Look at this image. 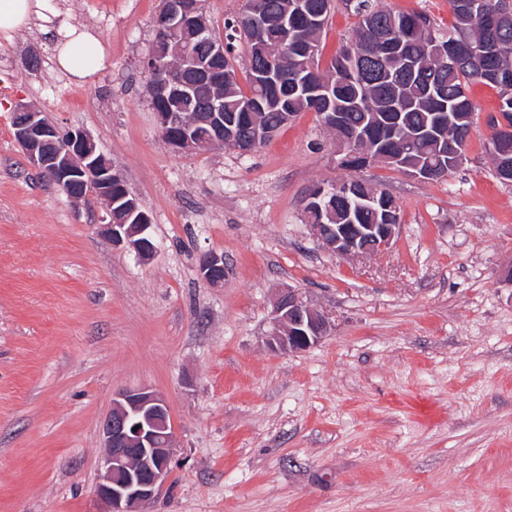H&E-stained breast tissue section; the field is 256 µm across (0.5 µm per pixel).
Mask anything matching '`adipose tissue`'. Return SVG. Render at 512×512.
Instances as JSON below:
<instances>
[{
  "label": "adipose tissue",
  "instance_id": "adipose-tissue-1",
  "mask_svg": "<svg viewBox=\"0 0 512 512\" xmlns=\"http://www.w3.org/2000/svg\"><path fill=\"white\" fill-rule=\"evenodd\" d=\"M35 26L52 46L58 68L82 83L104 66L105 50L99 39L53 0H0V40Z\"/></svg>",
  "mask_w": 512,
  "mask_h": 512
}]
</instances>
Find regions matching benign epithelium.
Here are the masks:
<instances>
[{
	"mask_svg": "<svg viewBox=\"0 0 512 512\" xmlns=\"http://www.w3.org/2000/svg\"><path fill=\"white\" fill-rule=\"evenodd\" d=\"M160 30L165 41L190 31L195 37L208 32V22L199 13L195 0H179L160 14ZM208 52L204 57L184 55L183 65L174 67L157 52L144 62L152 75L148 83L151 102H162L167 108L156 112L158 129L165 135L170 129L182 125L183 115L173 104L193 92V83L187 74L203 77L215 84L224 83V70L216 63L225 56L222 40H207ZM257 85L288 83V73L280 68L259 66L252 72ZM202 123L209 128L208 146L229 147L240 152H251L269 132L255 127L252 140L243 141L237 136L236 116H224V100H212L206 109ZM491 135L488 148L495 155L500 149V140L512 132V124L501 113L491 116ZM12 126L15 140L25 150L31 166L48 176L62 187L71 184L79 175L94 185V193L106 202L107 213H112V165L97 150L94 140L81 130L65 135L51 123L42 119V113L29 105L20 104L13 112ZM448 131V113H438L435 123L414 134L404 136L406 140L427 137L439 146V157L449 155L456 164L466 157L454 147L445 148ZM342 161L353 168H364L373 158H364L353 145L338 149ZM350 186L338 182L332 187H322L311 192L305 202L308 210H333L334 196L348 194ZM383 224H311L313 239L323 244L338 256L363 257L388 249L394 239L399 221L384 215ZM150 219L141 213L134 224L100 225L102 235L112 245L123 247L142 260L148 261L156 252V246L148 235ZM201 279L210 284L224 282V255L209 253L199 264ZM274 330L267 344L274 351L297 352L320 341L329 328L325 316L310 307L293 290L279 295L273 310ZM103 452L100 458L99 477L95 487L97 499L103 505L102 512H146L147 507L160 495L169 478L171 453L175 447V431L169 420L165 399L152 389L141 387L117 393L111 412L101 426Z\"/></svg>",
	"mask_w": 512,
	"mask_h": 512,
	"instance_id": "benign-epithelium-1",
	"label": "benign epithelium"
}]
</instances>
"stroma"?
<instances>
[{"mask_svg": "<svg viewBox=\"0 0 512 512\" xmlns=\"http://www.w3.org/2000/svg\"><path fill=\"white\" fill-rule=\"evenodd\" d=\"M107 62L79 84L37 34L0 44V512H100L101 421L147 386L176 430L149 512H512V183L488 152L495 89L476 82L463 165L422 180L338 164L303 112L249 153L177 152L146 89L161 0H59ZM358 18L334 0L320 71ZM93 137L149 215L140 263L40 178L17 104ZM361 177L398 202L384 252L344 258L304 222L309 190ZM224 257L222 284L198 275ZM331 328L271 351L277 294Z\"/></svg>", "mask_w": 512, "mask_h": 512, "instance_id": "35a3bbf8", "label": "stroma"}]
</instances>
